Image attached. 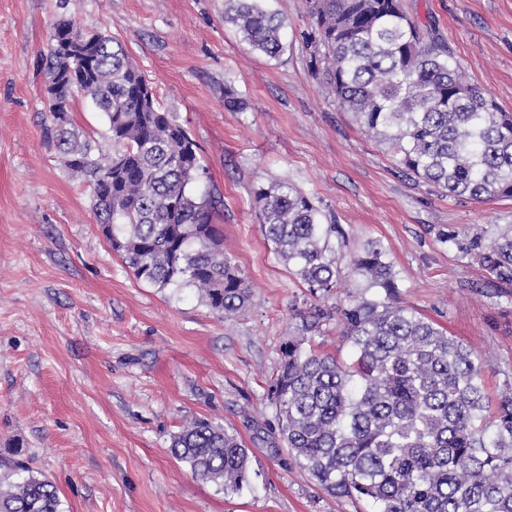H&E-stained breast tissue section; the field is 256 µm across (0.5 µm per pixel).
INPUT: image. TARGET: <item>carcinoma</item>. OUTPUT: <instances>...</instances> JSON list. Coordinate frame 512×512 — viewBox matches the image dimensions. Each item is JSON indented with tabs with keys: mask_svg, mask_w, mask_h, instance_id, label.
<instances>
[{
	"mask_svg": "<svg viewBox=\"0 0 512 512\" xmlns=\"http://www.w3.org/2000/svg\"><path fill=\"white\" fill-rule=\"evenodd\" d=\"M314 22L316 69L355 123L393 151L401 172L457 196L512 198V113L467 81L430 25L401 0H306ZM224 21L249 48L284 50L285 21L262 0H224ZM91 67L73 68L70 34ZM48 83L102 112L112 151L53 119L73 180L91 189L92 209L134 276L156 288H195L213 310L232 316L250 301L237 266L211 223L217 200L193 184L204 171L199 147L157 100L123 47L61 17L48 42ZM262 228L278 257L311 295L336 288L329 246L336 225L285 181L256 190ZM439 241L473 260L496 285L512 288V233L439 231ZM352 272L382 297L339 309L345 363L291 339L269 398L295 461L338 497L367 500L376 512H512V394L492 403L477 351L398 302L382 245L368 242ZM171 454L193 474L238 493L250 484L248 450L207 419L187 421ZM0 474V512H61L49 478Z\"/></svg>",
	"mask_w": 512,
	"mask_h": 512,
	"instance_id": "obj_1",
	"label": "carcinoma"
}]
</instances>
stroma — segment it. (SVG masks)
Returning a JSON list of instances; mask_svg holds the SVG:
<instances>
[{"instance_id":"stroma-1","label":"stroma","mask_w":512,"mask_h":512,"mask_svg":"<svg viewBox=\"0 0 512 512\" xmlns=\"http://www.w3.org/2000/svg\"><path fill=\"white\" fill-rule=\"evenodd\" d=\"M431 23L467 79L512 111V0H402ZM286 20L275 59L224 21V0H0V458L21 449L59 489L62 512H375L329 494L288 454L269 386L288 340L354 352L333 314L366 295L351 270L383 246L401 305L472 345L489 398L512 390V288L437 232L512 230V199L448 196L400 172L393 154L323 91L305 0H264ZM122 44L160 104L198 143V192L253 296L225 319L193 288L137 280L70 178L42 89L52 24ZM232 90L244 106L224 105ZM272 180L309 195L339 225V280L309 294L266 239L254 198ZM327 311L305 329L315 310ZM205 417L249 450L252 482L224 494L174 458L171 437Z\"/></svg>"}]
</instances>
